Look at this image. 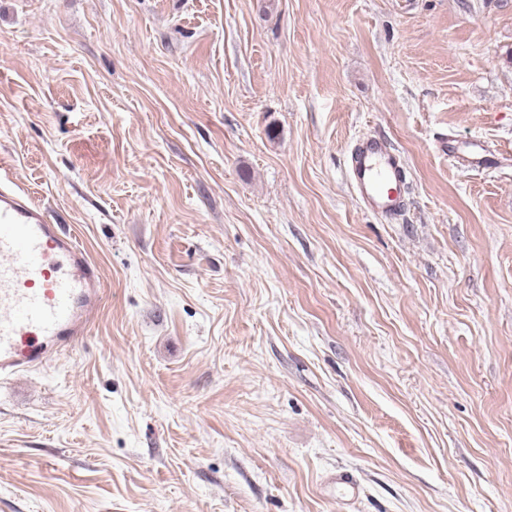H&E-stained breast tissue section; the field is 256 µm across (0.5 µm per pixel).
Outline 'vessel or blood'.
I'll return each instance as SVG.
<instances>
[{"instance_id":"vessel-or-blood-1","label":"vessel or blood","mask_w":512,"mask_h":512,"mask_svg":"<svg viewBox=\"0 0 512 512\" xmlns=\"http://www.w3.org/2000/svg\"><path fill=\"white\" fill-rule=\"evenodd\" d=\"M360 206L386 218L405 201L407 169L389 141L362 137L346 160ZM0 172V383L73 349L100 308V268L49 208Z\"/></svg>"}]
</instances>
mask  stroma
Wrapping results in <instances>:
<instances>
[{"label": "stroma", "mask_w": 512, "mask_h": 512, "mask_svg": "<svg viewBox=\"0 0 512 512\" xmlns=\"http://www.w3.org/2000/svg\"><path fill=\"white\" fill-rule=\"evenodd\" d=\"M0 161L105 288L0 512H512V0H0ZM346 176L366 211L392 218L403 210L401 187L406 184L408 173L389 141L372 137L357 139L346 160Z\"/></svg>", "instance_id": "1"}]
</instances>
